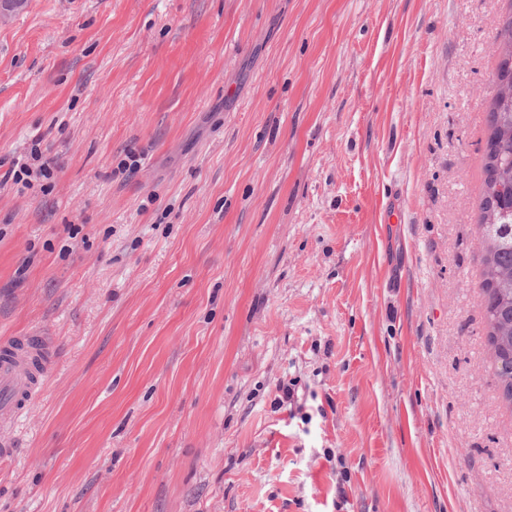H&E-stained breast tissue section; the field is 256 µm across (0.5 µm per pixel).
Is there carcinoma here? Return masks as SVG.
Masks as SVG:
<instances>
[{
    "label": "carcinoma",
    "instance_id": "carcinoma-1",
    "mask_svg": "<svg viewBox=\"0 0 512 512\" xmlns=\"http://www.w3.org/2000/svg\"><path fill=\"white\" fill-rule=\"evenodd\" d=\"M479 234L484 268L479 297L494 364L512 365V99H493L487 113Z\"/></svg>",
    "mask_w": 512,
    "mask_h": 512
}]
</instances>
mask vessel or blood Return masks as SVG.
Listing matches in <instances>:
<instances>
[{"label":"vessel or blood","mask_w":512,"mask_h":512,"mask_svg":"<svg viewBox=\"0 0 512 512\" xmlns=\"http://www.w3.org/2000/svg\"><path fill=\"white\" fill-rule=\"evenodd\" d=\"M42 336H11L0 340V426L14 422L37 398V381L45 377Z\"/></svg>","instance_id":"1"}]
</instances>
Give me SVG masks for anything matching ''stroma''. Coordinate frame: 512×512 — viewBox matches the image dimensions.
Returning a JSON list of instances; mask_svg holds the SVG:
<instances>
[{"instance_id":"obj_1","label":"stroma","mask_w":512,"mask_h":512,"mask_svg":"<svg viewBox=\"0 0 512 512\" xmlns=\"http://www.w3.org/2000/svg\"><path fill=\"white\" fill-rule=\"evenodd\" d=\"M511 12L27 0L0 24V175L36 138L57 163L0 184V338L54 355L0 430V512H512L477 288Z\"/></svg>"}]
</instances>
